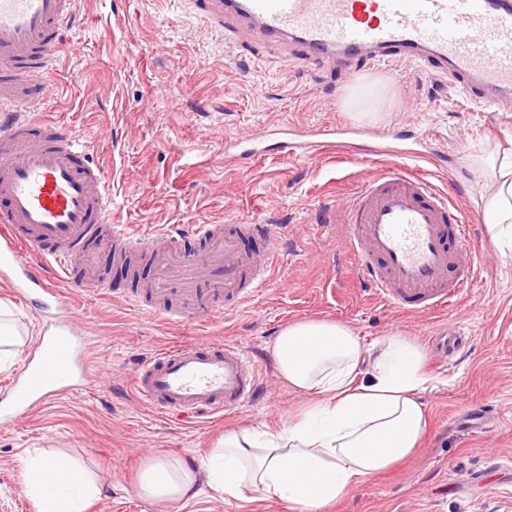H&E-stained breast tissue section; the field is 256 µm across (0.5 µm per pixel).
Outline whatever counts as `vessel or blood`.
<instances>
[{
    "label": "vessel or blood",
    "mask_w": 512,
    "mask_h": 512,
    "mask_svg": "<svg viewBox=\"0 0 512 512\" xmlns=\"http://www.w3.org/2000/svg\"><path fill=\"white\" fill-rule=\"evenodd\" d=\"M214 26L243 18L268 44L287 40L304 58L349 71L359 63L428 62L459 80L484 105L512 112V0H183ZM72 0H0V280L37 296L47 317L34 352L0 394V426L78 393L91 382L88 351L61 290L81 265L83 286L101 289L95 256H149L153 275L129 305L180 322L211 319L250 303L277 258L275 224H199L203 253L182 251L179 234L139 235L112 221L103 172L71 132L28 117L32 97H48L44 76L71 21ZM351 127L289 125L279 151L306 161L325 149L393 157L339 210L343 247L360 279L393 309L442 311L470 291L480 273L477 248L461 205L439 191L414 161L436 163L429 138L390 133V145L350 141ZM265 134L224 142L225 161L243 166L264 148ZM254 247H246V240ZM260 362L239 346L198 341L156 351L133 374L135 394L158 414L194 418L242 410L258 396ZM460 423L493 428L489 406Z\"/></svg>",
    "instance_id": "obj_1"
}]
</instances>
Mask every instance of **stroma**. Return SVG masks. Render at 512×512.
I'll use <instances>...</instances> for the list:
<instances>
[{"label": "stroma", "mask_w": 512, "mask_h": 512, "mask_svg": "<svg viewBox=\"0 0 512 512\" xmlns=\"http://www.w3.org/2000/svg\"><path fill=\"white\" fill-rule=\"evenodd\" d=\"M53 70L57 91L39 118L56 122L100 164L112 194V221L141 233L176 224L182 246L202 253L198 224H277L282 241L263 291L249 304L205 322L163 321L121 300L132 277L111 253L99 255L107 290L66 288L72 311L91 336L97 374L88 392L37 409L0 429V512H36L26 491V453L68 457L89 470L101 493L87 512H297L285 502L227 501L207 485L188 501L145 498L143 472L163 458L198 466L228 429L279 424L301 399L271 355L288 323L330 319L365 343L398 329L417 337L435 381L423 393L427 426L415 455L359 485L329 512H512V247L494 238L483 204L493 184L483 157L512 147V112L466 99L426 65L344 72L270 48L248 36L240 50L224 31L199 21L177 0H75ZM347 122L362 128L416 129L443 153L431 181L459 198L481 254V281L446 313L428 318L383 304L357 277L340 231L321 222L391 160H356L335 149L307 161L272 153L246 167L225 164L226 138L284 125ZM25 349L40 317L0 284ZM463 346L439 355L446 330ZM218 338L259 357L261 395L220 419L187 423L159 417L138 399L130 377L150 353L176 343ZM489 403L497 427L467 434L456 418Z\"/></svg>", "instance_id": "35a3bbf8"}]
</instances>
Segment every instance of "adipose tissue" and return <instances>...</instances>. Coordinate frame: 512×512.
I'll return each instance as SVG.
<instances>
[{
	"label": "adipose tissue",
	"mask_w": 512,
	"mask_h": 512,
	"mask_svg": "<svg viewBox=\"0 0 512 512\" xmlns=\"http://www.w3.org/2000/svg\"><path fill=\"white\" fill-rule=\"evenodd\" d=\"M492 169L486 222L495 233H510L512 152ZM272 354L279 377L306 405L276 429L226 432L199 469L172 470L163 461L149 467L143 496L179 501L203 479L228 501L252 496L324 512L418 450L426 427L421 394L431 379L414 337L395 330L367 344L341 322L300 320L281 330ZM24 462L37 512H86L100 492L66 460L36 454Z\"/></svg>",
	"instance_id": "adipose-tissue-1"
}]
</instances>
